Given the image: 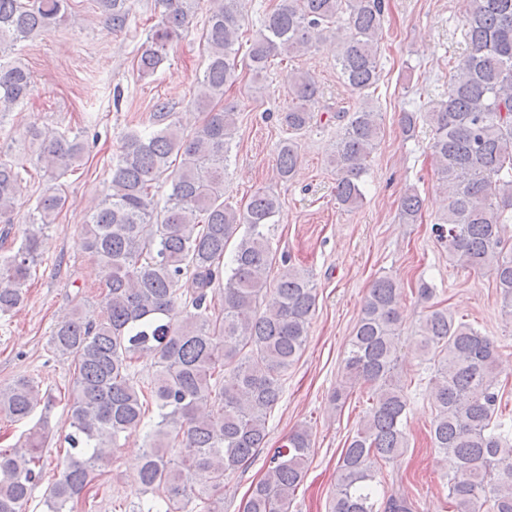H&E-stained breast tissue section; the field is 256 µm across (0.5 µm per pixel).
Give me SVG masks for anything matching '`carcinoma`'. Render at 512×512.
Listing matches in <instances>:
<instances>
[{
	"label": "carcinoma",
	"mask_w": 512,
	"mask_h": 512,
	"mask_svg": "<svg viewBox=\"0 0 512 512\" xmlns=\"http://www.w3.org/2000/svg\"><path fill=\"white\" fill-rule=\"evenodd\" d=\"M115 30L127 26L130 0H98ZM160 20L146 34L137 67L153 75L171 46L188 33L191 0H154ZM385 0H278L265 14L247 57L238 59L242 0H212L202 39L206 68L193 101L204 119L187 133L166 104L155 105L152 129L127 131L97 208L80 225L83 252L106 271L99 312L72 306L51 329L53 353L74 365L69 399V461L49 487L47 512H75L112 460L122 438L143 432L139 478L156 495L132 512H224V488L265 447L268 416L279 403L284 376L309 335L317 291L294 266L268 280L276 253L267 235L279 200L256 191L245 207L224 200V174L236 134L237 105L225 88L238 66L260 79L275 56L291 57L332 34L336 65L362 99L352 112H336L341 131L329 155L336 169V201L347 210L363 202L362 177L381 133L379 113L369 106L379 81L378 40ZM67 18V0H0V123L22 103L34 83L23 65L5 61L17 43ZM467 53L449 69L447 98L421 112H405L403 132L417 123L432 130V161L445 195L436 236L448 256L473 271H490L512 317V245L505 224L512 208V0H469ZM293 101L283 117L288 137L277 146V178L288 181L300 154L296 135L312 127L319 86L304 73L292 75ZM39 144L46 173L69 169L84 144L46 124L26 132ZM179 157V164L173 158ZM19 158L0 150V231L10 235L23 174ZM171 186L164 201L157 185ZM66 196L49 188L37 197L18 246L0 254V316L25 298L32 269L42 257L41 234L64 209ZM423 200L404 194L400 217L421 218ZM229 264H224L228 246ZM434 288L421 282L429 304L414 342L433 367L430 378L432 447L451 458L446 475L452 512H512V439L498 416L499 354L494 341L431 303ZM401 288L376 279L365 297L344 359L346 385L371 391L369 408L339 459L331 512H412V502L390 493L377 498L378 464L409 448L406 433L409 386L396 376L401 345ZM154 359L148 384L134 380L135 364ZM52 397L19 378L0 387V414L29 419ZM48 421L39 419L11 450L0 449V512H26L42 480ZM311 452V431L298 428L269 458L264 477L251 489L242 512H292ZM203 471L208 485L196 488Z\"/></svg>",
	"instance_id": "obj_1"
}]
</instances>
